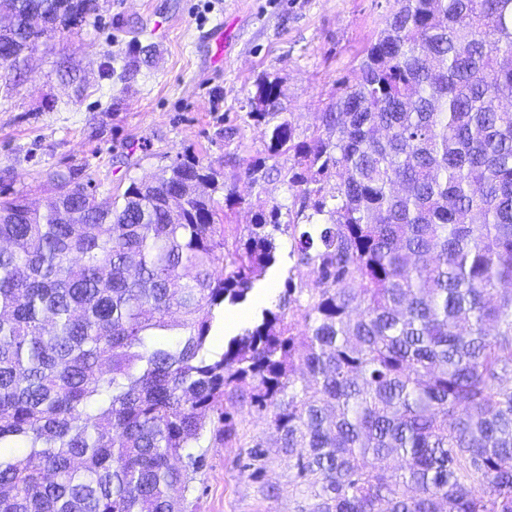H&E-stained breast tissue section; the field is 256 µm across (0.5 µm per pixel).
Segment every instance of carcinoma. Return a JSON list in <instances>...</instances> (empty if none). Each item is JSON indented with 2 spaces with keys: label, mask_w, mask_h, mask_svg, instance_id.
I'll list each match as a JSON object with an SVG mask.
<instances>
[{
  "label": "carcinoma",
  "mask_w": 512,
  "mask_h": 512,
  "mask_svg": "<svg viewBox=\"0 0 512 512\" xmlns=\"http://www.w3.org/2000/svg\"><path fill=\"white\" fill-rule=\"evenodd\" d=\"M98 0H0V76ZM298 139L279 83L248 117L292 155L303 321L265 308L209 357L218 306L276 262L281 206L220 223L176 161L117 197L0 189V512H187L207 426L266 412L305 512H512V0H397ZM300 373V379L294 374Z\"/></svg>",
  "instance_id": "1"
}]
</instances>
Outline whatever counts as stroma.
<instances>
[{"instance_id":"stroma-1","label":"stroma","mask_w":512,"mask_h":512,"mask_svg":"<svg viewBox=\"0 0 512 512\" xmlns=\"http://www.w3.org/2000/svg\"><path fill=\"white\" fill-rule=\"evenodd\" d=\"M395 0H99L96 18L21 56L23 77L0 78V185L43 203L54 195L47 172L95 179L98 196L121 194L131 180L159 174L197 156L221 174L214 198L247 235L250 202L277 203V261L245 304L250 318L275 308L287 282L310 289L308 269L293 255L288 228L292 194L284 175L291 156L273 159L262 184L244 171L264 156V127L248 119L257 83L278 81L280 112L298 136L336 97L363 49L383 28ZM224 26V48L211 32ZM151 50L125 81L109 59L124 63L132 42ZM238 204L227 207V198ZM239 436L204 442V466L187 495L196 512H303L294 458L277 448L254 407L236 406ZM264 454L253 458L255 443Z\"/></svg>"}]
</instances>
